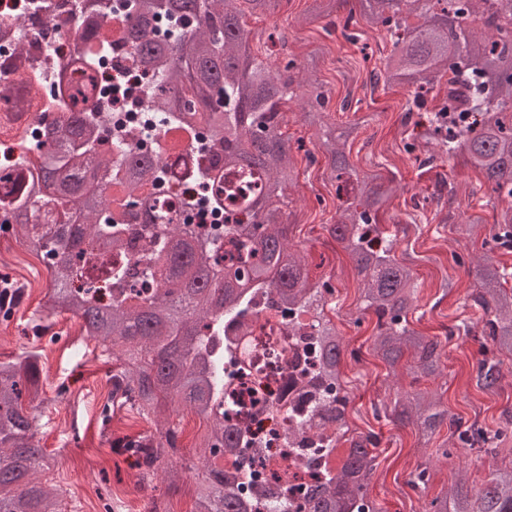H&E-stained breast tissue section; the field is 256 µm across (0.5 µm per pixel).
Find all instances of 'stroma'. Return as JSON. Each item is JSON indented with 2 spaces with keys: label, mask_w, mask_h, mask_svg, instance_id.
<instances>
[{
  "label": "stroma",
  "mask_w": 512,
  "mask_h": 512,
  "mask_svg": "<svg viewBox=\"0 0 512 512\" xmlns=\"http://www.w3.org/2000/svg\"><path fill=\"white\" fill-rule=\"evenodd\" d=\"M312 0H279L276 9L249 16L248 22L262 48L264 39L274 38L276 46L270 58L279 69L288 61H302L309 51L322 47L318 77L330 97L329 109L335 121L358 124L351 158L360 170L381 174L396 173L403 189L394 199L384 224L407 222L416 207H423L428 220L411 228L408 247H397V257L412 262L422 284L420 307L412 315L413 326L429 336H443L444 329L460 321L477 320V310L465 306L474 276L467 267L456 265L453 253L479 255L493 223V210L486 204V190L473 171L451 161L429 168L421 163L422 154L410 146L411 127L405 119L406 91L394 88L371 91L372 70L380 67L383 54L392 44L383 32L372 30L358 41L346 39L341 26L323 28L316 23L300 27L298 17ZM289 123L286 137L299 142L292 155L301 168L300 184L292 190L291 207L297 222L290 228L292 241L304 249L310 276L328 282L335 290L336 318L345 343L352 350L344 370L350 381V409L353 421L362 429H371L382 438L383 454L369 487V495L385 512H422L424 506L446 491L455 480L457 467H465L470 483L480 485L493 462L477 450H460L458 459L437 458L435 449L415 445L410 428L376 420L373 405L389 401L392 392L385 381L386 369L371 352L374 316H360L357 306L358 277L350 258L330 237L327 226L336 216L335 188L329 181L324 162L308 164L304 153L312 149L310 131L302 126L296 102L285 107ZM445 174L453 187V201L470 207L484 222L475 228L464 224L442 223L430 198L438 174ZM0 276L24 280L29 297L13 318H0V354L18 356L29 351L42 354L45 401L40 408L44 433L40 445L55 455L57 465L48 473L49 483L60 486L68 512H111L112 495L120 488L134 489L136 472L123 457L112 453L119 435L116 425L101 422L97 395L106 392L111 364L94 340L83 338L80 326L71 315L58 316L43 335L33 336L30 325L39 316L38 304L48 282L47 270L23 251L19 243L0 238ZM453 278L456 290L442 295L439 284ZM447 370L437 378L443 400L449 410L466 419L479 418L495 428L503 410H512V361H505L502 387L494 393L476 389L472 378L483 353L477 341L453 337L447 347ZM77 418V432L66 429L65 421ZM427 468L425 490L413 489L409 480L418 468Z\"/></svg>",
  "instance_id": "1"
}]
</instances>
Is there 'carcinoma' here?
I'll use <instances>...</instances> for the list:
<instances>
[{"label":"carcinoma","mask_w":512,"mask_h":512,"mask_svg":"<svg viewBox=\"0 0 512 512\" xmlns=\"http://www.w3.org/2000/svg\"><path fill=\"white\" fill-rule=\"evenodd\" d=\"M265 12L275 0H97L79 23L82 40L77 57L57 63L58 94L81 101L77 111L63 99L43 105L39 122L49 155L25 162V170L0 197V213L22 211L27 220L4 230L35 250L59 257L49 270L46 303L51 311L78 317L88 336L112 353L109 406L133 411L154 427L112 442L117 455L136 456L138 483L149 485L160 475L174 484L191 470L193 512H241L235 480L255 464L242 432L226 423L224 405V336L232 328L249 329L256 294H269L265 311L276 317L280 307L310 315L316 336V368L307 373L295 411L297 427L314 429L312 419L341 421L348 395L333 397L345 383L344 337L326 312L327 283L313 281L304 250L288 237L292 212L287 190L298 183V170L286 147L284 107L307 88L304 124L315 134L312 160L323 157L335 183L338 218L330 234L354 263L363 288L362 310L375 316L372 351L385 364L386 378L396 385L407 372L412 383L443 376L446 347L453 336L475 335L466 321L446 329L444 337L415 329L408 315L418 308L422 283L412 265L396 257L398 234L378 222L397 190L395 176L359 170L347 145L351 124L329 123V96L317 77L321 50L288 71H274L256 55L250 27L239 2ZM361 19L390 37L379 78L387 87L410 89L407 112L424 113L422 164L462 158L480 174L497 214L489 230L492 245L476 261L477 286L465 304L483 311L480 336L485 352L475 384L494 391L502 382L504 359L512 360V271L498 258L512 251V0H357ZM341 0H313L298 19L302 26L331 19ZM131 43L145 76L144 98L163 122L181 128L202 124L216 145L211 164L197 170L209 182L232 168H246L262 178L259 193L244 214L224 212V235L231 249L193 224L174 216L151 215L152 202L142 190L153 185L162 169L154 158L114 142L119 168L99 150L97 126L105 91L68 71L96 69L112 37ZM39 78L18 55L0 77V101L23 100L26 86ZM436 95H431L432 91ZM109 179L99 204L73 222L80 192L90 169ZM94 253L108 280L120 292L103 303L98 286L74 259ZM412 362H403L404 356ZM43 392L40 355L34 351L0 360V512H63L60 489L42 479L55 457L38 448ZM188 409L206 422L197 443V461L181 455V435L171 416ZM376 418L414 428L417 445H434L442 427L464 448L482 447L493 457L512 438V412L494 430L478 420L448 411L443 392L425 387L396 388L390 402L374 407ZM349 452L336 471L307 485L296 512H381L368 494L377 469L381 438L373 431L353 430ZM458 470L448 490L433 498L424 512H512V461L496 464L476 493Z\"/></svg>","instance_id":"obj_1"}]
</instances>
